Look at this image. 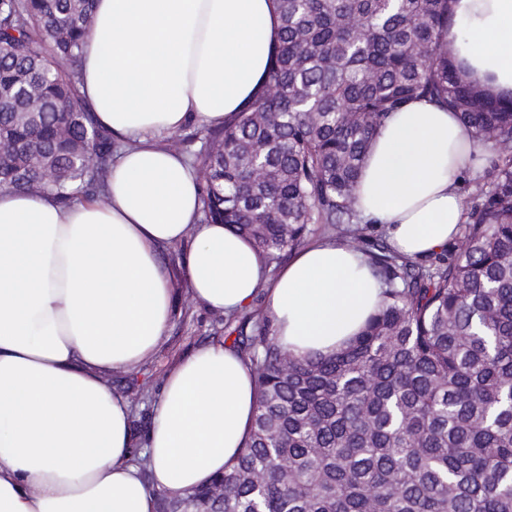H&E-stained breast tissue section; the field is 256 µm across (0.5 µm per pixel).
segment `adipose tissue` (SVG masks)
I'll return each instance as SVG.
<instances>
[{
    "label": "adipose tissue",
    "instance_id": "adipose-tissue-1",
    "mask_svg": "<svg viewBox=\"0 0 512 512\" xmlns=\"http://www.w3.org/2000/svg\"><path fill=\"white\" fill-rule=\"evenodd\" d=\"M447 37L468 78L512 99V0H452ZM277 0H95L79 92L125 140L111 203L68 206L0 188V512H157L210 484L243 448L256 409L248 362L223 340L166 375L132 461L126 399L103 371L134 370L164 339L173 287L161 248L184 247L194 298L235 312L262 298L278 342L328 355L383 300L364 254L331 239L269 276L251 243L203 222L199 177L165 139L220 126L259 93L279 36ZM481 144L421 100L391 113L364 162L357 209L405 257L445 249L465 217L461 176Z\"/></svg>",
    "mask_w": 512,
    "mask_h": 512
}]
</instances>
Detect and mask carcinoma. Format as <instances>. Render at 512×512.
<instances>
[{
    "label": "carcinoma",
    "mask_w": 512,
    "mask_h": 512,
    "mask_svg": "<svg viewBox=\"0 0 512 512\" xmlns=\"http://www.w3.org/2000/svg\"><path fill=\"white\" fill-rule=\"evenodd\" d=\"M94 0H0V187L109 203L120 145L79 99ZM451 0H277L262 92L198 127L201 213L269 267L322 224L369 259L383 305L340 352L283 349L256 309L224 318L249 361L252 432L213 487L158 512H512V100L466 82ZM417 99L493 153L455 246L422 264L369 250L356 209L373 137Z\"/></svg>",
    "instance_id": "obj_1"
}]
</instances>
